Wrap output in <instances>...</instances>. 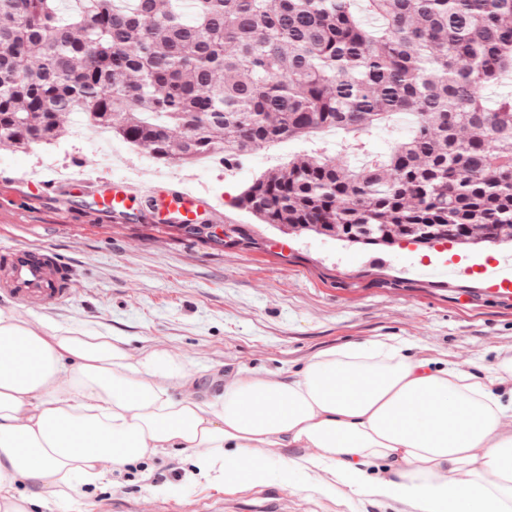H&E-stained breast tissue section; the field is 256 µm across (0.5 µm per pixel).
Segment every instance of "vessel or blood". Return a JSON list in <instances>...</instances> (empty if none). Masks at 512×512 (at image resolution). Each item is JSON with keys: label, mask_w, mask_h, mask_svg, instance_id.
Segmentation results:
<instances>
[{"label": "vessel or blood", "mask_w": 512, "mask_h": 512, "mask_svg": "<svg viewBox=\"0 0 512 512\" xmlns=\"http://www.w3.org/2000/svg\"><path fill=\"white\" fill-rule=\"evenodd\" d=\"M91 184L99 193L97 206L117 217L145 213L159 224H192L200 212L220 211L217 204L184 186L161 190L116 175L97 177ZM476 270L491 282L495 292L512 294V260L480 264ZM73 279L69 264L52 249L34 251L19 245L0 248V296L14 304L41 309L61 305L72 294Z\"/></svg>", "instance_id": "obj_1"}]
</instances>
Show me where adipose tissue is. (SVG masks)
<instances>
[{
    "mask_svg": "<svg viewBox=\"0 0 512 512\" xmlns=\"http://www.w3.org/2000/svg\"><path fill=\"white\" fill-rule=\"evenodd\" d=\"M512 358L482 373L408 357L402 343L328 349L301 375L242 370L201 399L175 396L190 368L167 352L132 359L119 340L35 331L0 310V512H25L20 481L77 502L82 488L176 448L191 483L286 486L327 474L345 500L408 512H512ZM280 448L275 463L265 449ZM383 459L391 478L371 480Z\"/></svg>",
    "mask_w": 512,
    "mask_h": 512,
    "instance_id": "ef3b65f1",
    "label": "adipose tissue"
}]
</instances>
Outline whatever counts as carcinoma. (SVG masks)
<instances>
[{
  "instance_id": "obj_1",
  "label": "carcinoma",
  "mask_w": 512,
  "mask_h": 512,
  "mask_svg": "<svg viewBox=\"0 0 512 512\" xmlns=\"http://www.w3.org/2000/svg\"><path fill=\"white\" fill-rule=\"evenodd\" d=\"M0 0V144L59 141L76 109L158 163L238 161L323 129L237 204L340 241L512 242V0ZM407 135L374 155L362 134Z\"/></svg>"
}]
</instances>
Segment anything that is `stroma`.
I'll list each match as a JSON object with an SVG mask.
<instances>
[{"label": "stroma", "mask_w": 512, "mask_h": 512, "mask_svg": "<svg viewBox=\"0 0 512 512\" xmlns=\"http://www.w3.org/2000/svg\"><path fill=\"white\" fill-rule=\"evenodd\" d=\"M310 149V143L287 141L218 170L202 163L163 165L137 150L123 151L111 167L94 142L70 135L34 152L0 144V246L51 248L75 272L68 301L43 311L22 306L19 314L36 325L110 335L134 355L172 353L193 369V382L178 390L192 398L217 391L244 369L293 374L322 349L387 337L467 371L511 357L512 295L488 292L474 275L424 270L431 262L458 260V247L349 244L258 223L237 206L256 177ZM49 160L74 177L109 167L117 175L160 173L204 188L224 203V240L178 224L108 215L89 206L88 190L32 194L31 177L54 179ZM189 468L175 448L148 456L88 492L84 507L114 512L129 502L134 512H209L218 502L273 497L279 512H385L367 496L345 503L329 492L276 481L249 490H200L188 486ZM162 483L172 494L149 493V486Z\"/></svg>", "instance_id": "35a3bbf8"}]
</instances>
